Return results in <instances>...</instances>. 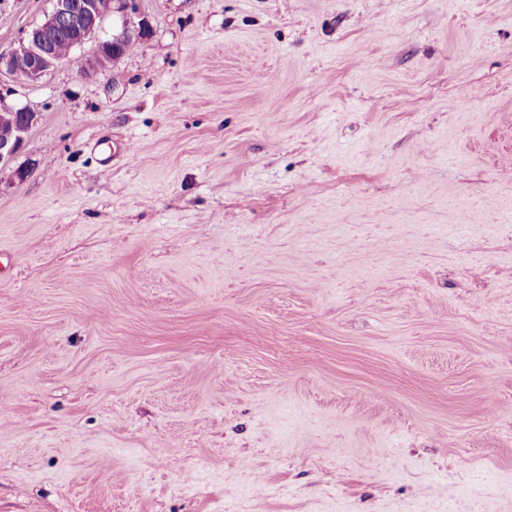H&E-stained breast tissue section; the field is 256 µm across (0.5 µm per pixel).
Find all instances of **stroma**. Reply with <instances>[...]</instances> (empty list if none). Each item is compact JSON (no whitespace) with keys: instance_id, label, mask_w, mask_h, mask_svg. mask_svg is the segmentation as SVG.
Segmentation results:
<instances>
[{"instance_id":"1","label":"stroma","mask_w":512,"mask_h":512,"mask_svg":"<svg viewBox=\"0 0 512 512\" xmlns=\"http://www.w3.org/2000/svg\"><path fill=\"white\" fill-rule=\"evenodd\" d=\"M138 8L0 72V512H512V0ZM11 95V91L6 90L5 94L0 87V112L1 114H14L13 118L3 117L4 123H9L13 131L1 137L0 135V169L9 165L15 158L19 151L20 145L23 141V135L30 129L37 121V112H34L26 106H17L9 104L6 101L7 96ZM23 113V121L16 123L15 113Z\"/></svg>"}]
</instances>
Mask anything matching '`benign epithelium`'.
<instances>
[{"mask_svg":"<svg viewBox=\"0 0 512 512\" xmlns=\"http://www.w3.org/2000/svg\"><path fill=\"white\" fill-rule=\"evenodd\" d=\"M123 13L120 29L112 30L108 37L99 42L94 55L85 60L81 71L91 76L98 71L112 67V45L128 40L140 41L146 35L143 21H134L137 8L133 0H123L114 4V0H53L52 9L45 19L27 30L17 45L8 53H0V71L12 74L20 72L26 82L34 83L61 61L55 47L57 35L62 27H67L73 48L82 46L98 30L103 20L111 12ZM11 91L0 90V112L5 114L3 121L10 124L12 133L0 136V168L9 165L19 151L23 135L37 121L36 112L26 106L9 104L6 101Z\"/></svg>","mask_w":512,"mask_h":512,"instance_id":"7a95c632","label":"benign epithelium"}]
</instances>
